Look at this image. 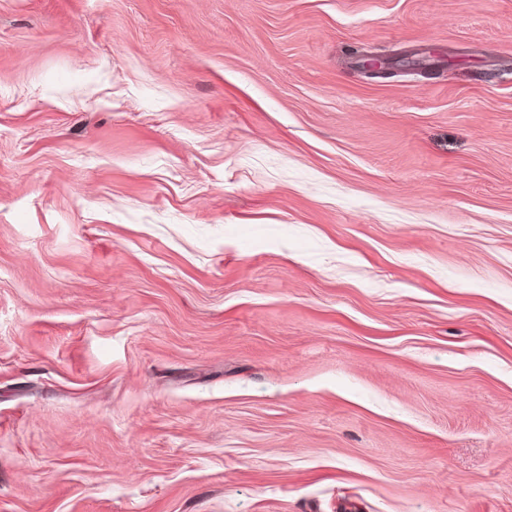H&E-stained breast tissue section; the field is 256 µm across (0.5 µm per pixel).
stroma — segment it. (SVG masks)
I'll use <instances>...</instances> for the list:
<instances>
[{
	"mask_svg": "<svg viewBox=\"0 0 512 512\" xmlns=\"http://www.w3.org/2000/svg\"><path fill=\"white\" fill-rule=\"evenodd\" d=\"M0 512H512V0H0Z\"/></svg>",
	"mask_w": 512,
	"mask_h": 512,
	"instance_id": "1",
	"label": "stroma"
}]
</instances>
